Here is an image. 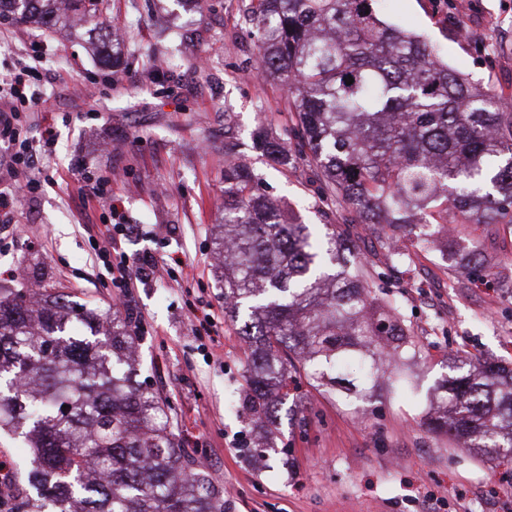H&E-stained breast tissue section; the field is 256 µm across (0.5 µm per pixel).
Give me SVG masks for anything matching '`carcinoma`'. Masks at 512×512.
<instances>
[{
    "label": "carcinoma",
    "instance_id": "obj_1",
    "mask_svg": "<svg viewBox=\"0 0 512 512\" xmlns=\"http://www.w3.org/2000/svg\"><path fill=\"white\" fill-rule=\"evenodd\" d=\"M105 0H0V19L99 27ZM377 0H251L261 31L258 73L285 83L301 159L350 206L321 234L253 192V170L224 168V305L247 310L245 409L279 426L288 378L356 411L405 373L420 343L396 299L380 297L343 225L381 232L386 269L409 261L393 238L432 244L425 228L512 224V113L410 33L381 20ZM353 79L348 85L346 80ZM262 157L286 165L279 138ZM39 288L0 289V430L30 444L25 473L7 474L12 512H224V492L176 443L137 380V336L116 312ZM85 332L76 336L71 319ZM359 372H349L350 364ZM426 424L485 456H512V369L455 359L437 381ZM67 409H62V406Z\"/></svg>",
    "mask_w": 512,
    "mask_h": 512
}]
</instances>
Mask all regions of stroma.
<instances>
[{
  "label": "stroma",
  "mask_w": 512,
  "mask_h": 512,
  "mask_svg": "<svg viewBox=\"0 0 512 512\" xmlns=\"http://www.w3.org/2000/svg\"><path fill=\"white\" fill-rule=\"evenodd\" d=\"M435 2L382 0L380 17L502 92L512 112V0H443L444 17ZM105 15L123 36L117 68L92 50L89 32L0 23V72L18 67L26 42L43 46L51 104L22 118L30 138L50 129L56 142L52 180L0 223V288L38 282L105 308L115 290L95 243L131 258L181 256L174 271L134 282L120 311L138 328L140 380L223 490L224 512H428L431 493L451 512H512V458L478 455L424 423L453 356L512 368V226L450 232L447 249L414 248L411 267L373 280L421 344L409 367L415 392L396 400L377 390L355 414L299 377L296 405L268 436L269 461L250 462L244 447L258 430L240 398L245 346L213 260L224 146L253 168L256 192L302 223H335L347 205L302 159L272 166L254 147L257 130L284 139L293 120L280 82L257 73L250 0H208L201 13L180 0H111ZM84 174L110 181L111 201L84 204ZM474 240L494 287L462 265ZM206 315L212 328L199 322Z\"/></svg>",
  "instance_id": "1"
}]
</instances>
